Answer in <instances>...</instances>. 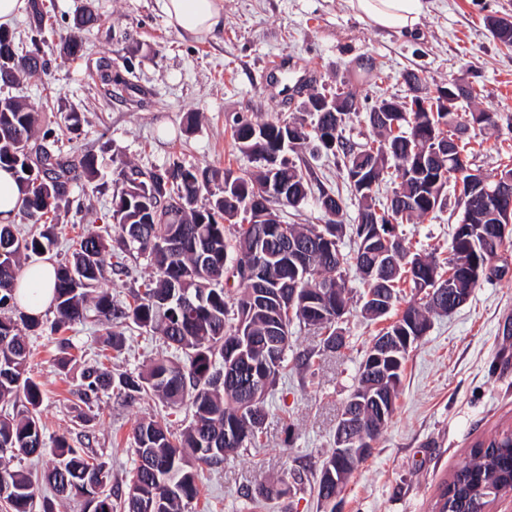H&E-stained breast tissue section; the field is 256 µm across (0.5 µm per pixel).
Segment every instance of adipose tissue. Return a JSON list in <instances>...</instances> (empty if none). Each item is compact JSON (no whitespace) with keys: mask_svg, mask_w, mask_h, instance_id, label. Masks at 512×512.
Segmentation results:
<instances>
[{"mask_svg":"<svg viewBox=\"0 0 512 512\" xmlns=\"http://www.w3.org/2000/svg\"><path fill=\"white\" fill-rule=\"evenodd\" d=\"M169 25L196 39L215 37L224 28L223 0H160ZM350 8L374 29L399 36L416 34L423 12L421 0H349ZM55 265L44 259L26 266L18 281V306L42 316L53 299Z\"/></svg>","mask_w":512,"mask_h":512,"instance_id":"obj_1","label":"adipose tissue"}]
</instances>
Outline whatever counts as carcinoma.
<instances>
[{
    "instance_id": "cac0c4a2",
    "label": "carcinoma",
    "mask_w": 512,
    "mask_h": 512,
    "mask_svg": "<svg viewBox=\"0 0 512 512\" xmlns=\"http://www.w3.org/2000/svg\"><path fill=\"white\" fill-rule=\"evenodd\" d=\"M33 27L29 46L15 43L12 33L0 29V83L20 80L39 67L40 44L44 42V11L40 0H31ZM498 17H487L492 39L512 48V28L497 25ZM93 14L76 19L74 27L63 37L68 54L80 51L79 32L95 26ZM24 63L12 61V54ZM100 80L123 90L128 88L121 73L112 71L107 58L98 61ZM480 87L462 84L458 100L442 101L436 96V111L415 112L412 97L381 96L365 107V122L375 135L373 144L361 145L343 135L352 117L360 112L361 103L352 89L336 94L347 111L311 112L306 103L299 114L280 117L274 122L244 123L236 128L239 151L256 163V170L228 181L221 168L172 161L147 173L139 169H121L122 187L112 195L107 219L116 234L103 236L87 233L78 242L71 259L55 268L53 309L54 330L71 329L96 317L103 327L101 351L119 355L125 349L124 329L134 326L156 333L163 343L175 351L161 354L144 370L134 374H109L98 364L84 366L78 398L87 408L102 393L112 392L118 398L135 400L143 396L157 399L166 406L185 405L191 421L179 435L153 421L143 420L133 432V453L137 465L125 490H112V472L99 460L92 448H75L64 434L53 440L52 461L45 480L66 497L87 502L92 491L87 476L98 472L105 486L96 512H191L198 499V468L224 464V434L241 433L236 450L260 447L262 427L253 425L252 414L265 419V408H251L241 377L225 372L226 354L244 329L248 339L246 359L240 365L248 373L259 370L266 359L271 328L291 329L296 322L311 326L323 335V348L336 349V320L330 315L309 313V305L293 310L257 296L251 265L254 243L263 241L268 257L260 268L263 280L274 291L296 288L310 296L323 284L336 288L343 299L351 301L347 275L355 270L364 291L384 293L398 302V288L410 283L439 282L434 295L409 305L402 315L382 330V335L411 330L408 316L423 324L430 315L448 312V301L464 289L474 290L481 282L505 276L508 261L501 252L505 241L496 234L497 206L490 196H474L467 192L469 175L457 155L467 154L465 134L477 126L497 129L503 118L496 112L482 111L483 123L475 113L461 111L479 96ZM389 105L394 111L385 112ZM37 119L34 111L14 96H0V167L14 170L24 188L22 213L42 229L22 236L12 224H0V402H22V409L11 417H0V461L20 455H40L46 443L38 417L41 390L26 373L29 356L22 332L41 328L42 320L27 315L15 306L21 258L48 252L58 241L55 225L42 220L59 210L77 181L92 183L98 177L99 157L85 153L74 159L56 147L55 130L46 129L41 140L34 139ZM296 141L291 154L300 155L313 147L317 152L340 163L357 201V215L350 225L336 222L343 213L341 199L332 192L321 191L317 198L320 210L331 217L328 223L287 224L280 212L296 208L311 193L309 172L294 159H278L268 165L266 156L275 152L281 139ZM425 146L432 155L433 172L411 182L406 173L418 155L416 145ZM37 158L52 169L49 186L36 185L24 171L26 161ZM394 162V188L386 204L378 206L375 188L382 180L389 162ZM367 177L371 184L364 190L353 178ZM285 189L284 197L268 194L267 183ZM462 185L463 206L451 238L447 265L430 254L411 253L397 233V227L447 206L450 185ZM251 201L264 212L260 224L233 220V202ZM236 226L234 241L225 237L226 222ZM390 236L393 244L369 237L373 228ZM349 230L356 249L340 248L344 230ZM331 241L323 244V236ZM235 254L232 278L234 294L226 292L224 275L229 254ZM115 258L106 262V256ZM307 261L309 271L298 277L289 263L297 256ZM145 257L153 268V276L133 293V301L123 303L102 287L112 275L128 273V261ZM475 263L485 270L481 278L472 280L465 267ZM409 349L402 345L382 363V377H371L360 370L352 395L360 399L356 405L361 421L374 426L375 438L383 427L376 425L378 406L374 398L384 392L391 420L396 410L401 377ZM0 479L6 481L8 493L0 495L11 512H35L39 483L22 470L0 467ZM512 493V425L497 429L487 438L476 441L468 458L445 482L435 512H487L496 499Z\"/></svg>"
}]
</instances>
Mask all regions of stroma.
<instances>
[{
    "label": "stroma",
    "mask_w": 512,
    "mask_h": 512,
    "mask_svg": "<svg viewBox=\"0 0 512 512\" xmlns=\"http://www.w3.org/2000/svg\"><path fill=\"white\" fill-rule=\"evenodd\" d=\"M224 29L217 38L196 42L180 37L167 23L159 0H43L54 31L43 50L48 68L10 87L37 113L39 126L53 127L65 154H97L103 168L97 181L77 182L53 217L58 244L48 255L64 261L77 236L106 233L103 216L119 187L118 170L132 165L147 171L174 160L224 168L234 176L253 165L235 145L239 119L276 120L282 107L298 111L285 87L334 93L350 79L359 99L403 94L401 75L423 73L429 85L448 80L478 81L476 102L488 112L512 113V49L493 42L484 19L512 16V0H425L420 33L399 37L373 30L355 17L347 0H223ZM90 12L98 26L83 31L84 52L68 56L61 38L79 15ZM111 59L114 69L131 66L134 89L111 98L94 68ZM371 59L386 77L366 83L359 63ZM75 108L85 123L70 138L63 111ZM472 161L493 175L512 166V132L470 137ZM455 226L452 209L398 228L410 252L449 256ZM53 311H46L39 334L28 336L29 376L39 384L38 416L46 438L64 434L73 446L82 435L101 452L113 484H125L135 467L133 430L154 419L172 431L184 427L187 412L149 398L125 401L101 395L95 418L81 423L77 408L79 374L98 359L100 326L79 325L53 333ZM382 322L364 320L351 303L343 325L345 345L323 350L315 329L293 325L291 353H312L311 372L289 366L268 395L262 445L240 452L217 469L205 471L195 512H245L246 496L279 483L292 473L316 480L335 446L336 425L355 385L360 362ZM127 349L106 366L137 372L160 351L155 336L126 330ZM68 340L75 363L60 374L56 355ZM294 430L292 446L283 443L284 425ZM512 424V271L475 288L465 304L435 315L409 351L396 411L374 454L351 475L335 507L319 505L308 485L269 502L261 512H432L443 482L464 460L472 444L496 428Z\"/></svg>",
    "instance_id": "stroma-1"
}]
</instances>
